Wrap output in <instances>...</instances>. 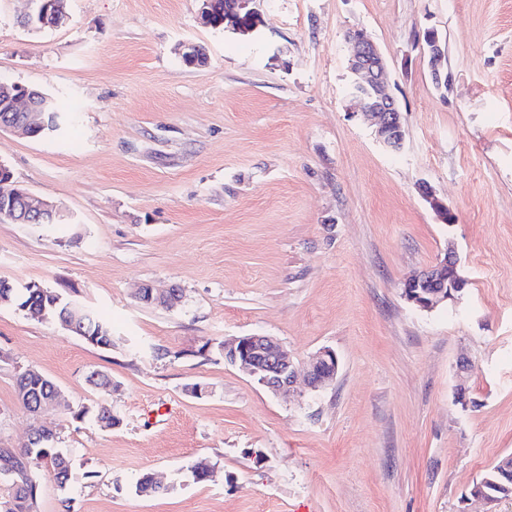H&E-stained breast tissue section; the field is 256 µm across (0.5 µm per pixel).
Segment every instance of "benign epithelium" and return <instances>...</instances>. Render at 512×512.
Wrapping results in <instances>:
<instances>
[{
  "mask_svg": "<svg viewBox=\"0 0 512 512\" xmlns=\"http://www.w3.org/2000/svg\"><path fill=\"white\" fill-rule=\"evenodd\" d=\"M260 0H232L224 9V23L227 29L249 36L260 26ZM351 52L347 58V69L351 81L357 84L358 91L351 94L360 113L369 117L375 126L378 140L387 148L398 150L404 142V124L401 110L385 89L387 60L372 36L364 30H352L347 34ZM428 66L432 79L441 82L447 68L445 45L436 41L426 49ZM24 95L14 99L18 114L15 121L7 126L10 131L26 136L29 128L43 127L39 120L45 104L38 103L36 91L20 87ZM25 210L15 214L3 206L0 215L12 219L17 224L28 222V216L42 221L63 220L68 212L47 200L35 198L29 191H23ZM423 198L429 202L443 222H448L452 212L448 206L435 199L428 187L422 189ZM459 259L447 253L434 265L422 270L404 284L405 299L415 306L431 310L453 297L454 277ZM142 303L153 301L164 304L173 310L182 301V290L176 286L162 293L154 292L145 284L137 295ZM224 361L246 371L260 385L275 395H287L294 390L300 366L293 362L280 341L272 336L250 334L224 342ZM336 352L324 348L315 353L305 369L307 387L317 391L331 385L338 373Z\"/></svg>",
  "mask_w": 512,
  "mask_h": 512,
  "instance_id": "obj_1",
  "label": "benign epithelium"
}]
</instances>
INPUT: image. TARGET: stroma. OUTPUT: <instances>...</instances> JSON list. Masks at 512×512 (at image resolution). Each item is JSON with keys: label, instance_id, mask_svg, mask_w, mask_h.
<instances>
[{"label": "stroma", "instance_id": "obj_1", "mask_svg": "<svg viewBox=\"0 0 512 512\" xmlns=\"http://www.w3.org/2000/svg\"><path fill=\"white\" fill-rule=\"evenodd\" d=\"M260 9L242 38L204 26L198 0H69L68 23L41 30L21 24L28 0H0V81L45 91L63 117L35 137L0 129V163L74 217L0 222V280L76 296L112 325L106 350L0 306V448L56 429L71 477L41 471L37 512H512L468 495L512 454V0ZM354 29L388 58L400 150L347 94ZM428 29L446 43L444 88ZM184 42L206 66L184 63ZM450 250L465 290L412 306L404 281ZM144 284L183 301L141 303ZM253 333L297 362L333 349L335 382L274 396L218 348ZM27 369L69 411L23 409ZM104 403L120 425L71 415ZM199 459L210 480H193ZM146 473L168 491L137 495ZM438 37L440 41H442L441 37L439 36L438 32L434 30H427L423 34V48L426 49L428 44L434 40L435 37ZM427 56L428 57V66L430 69V73L432 76V79L436 83L441 82L442 74L445 71V68L447 69V61H446V49L445 45L436 41L426 49Z\"/></svg>", "mask_w": 512, "mask_h": 512}]
</instances>
